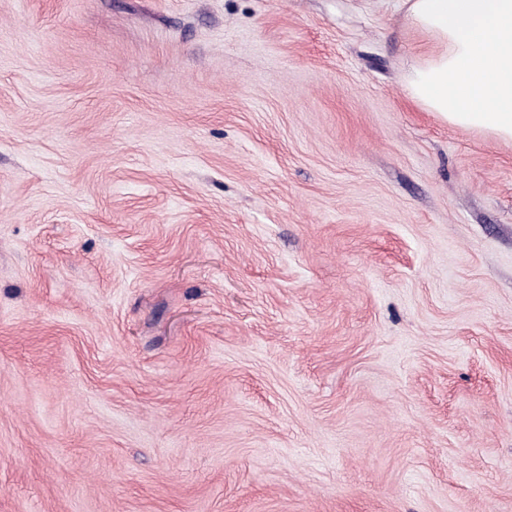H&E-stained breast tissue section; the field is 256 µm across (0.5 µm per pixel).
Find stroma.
Instances as JSON below:
<instances>
[{
    "label": "stroma",
    "mask_w": 512,
    "mask_h": 512,
    "mask_svg": "<svg viewBox=\"0 0 512 512\" xmlns=\"http://www.w3.org/2000/svg\"><path fill=\"white\" fill-rule=\"evenodd\" d=\"M403 0H0V512H512V141Z\"/></svg>",
    "instance_id": "1"
}]
</instances>
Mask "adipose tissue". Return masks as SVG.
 <instances>
[{
  "label": "adipose tissue",
  "instance_id": "adipose-tissue-1",
  "mask_svg": "<svg viewBox=\"0 0 512 512\" xmlns=\"http://www.w3.org/2000/svg\"><path fill=\"white\" fill-rule=\"evenodd\" d=\"M430 41L408 96L444 122L512 140V0H405Z\"/></svg>",
  "mask_w": 512,
  "mask_h": 512
}]
</instances>
